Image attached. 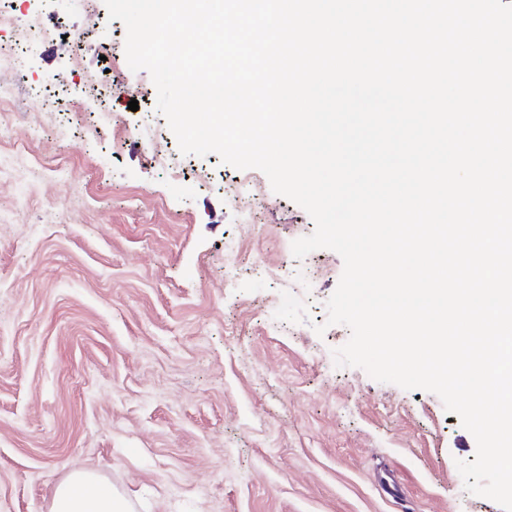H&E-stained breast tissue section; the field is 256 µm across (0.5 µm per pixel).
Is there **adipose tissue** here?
Segmentation results:
<instances>
[{"label":"adipose tissue","mask_w":512,"mask_h":512,"mask_svg":"<svg viewBox=\"0 0 512 512\" xmlns=\"http://www.w3.org/2000/svg\"><path fill=\"white\" fill-rule=\"evenodd\" d=\"M50 512H131V505L96 472L79 469L56 486Z\"/></svg>","instance_id":"ef3b65f1"}]
</instances>
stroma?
<instances>
[{"mask_svg":"<svg viewBox=\"0 0 512 512\" xmlns=\"http://www.w3.org/2000/svg\"><path fill=\"white\" fill-rule=\"evenodd\" d=\"M33 12L58 38L0 68V512H49L78 468L133 512H503L466 491L476 442L437 395L335 366L349 328L314 327L343 260L293 256L310 215L260 170L181 154L104 0H0V44ZM89 75L133 94L84 95Z\"/></svg>","mask_w":512,"mask_h":512,"instance_id":"35a3bbf8","label":"stroma"}]
</instances>
